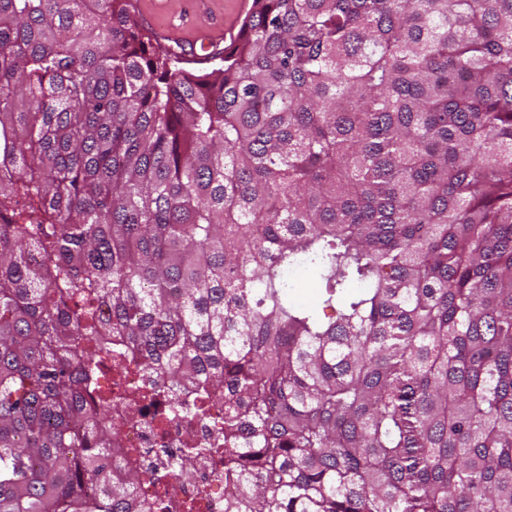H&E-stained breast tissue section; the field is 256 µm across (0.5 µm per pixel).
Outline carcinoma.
Returning a JSON list of instances; mask_svg holds the SVG:
<instances>
[{
	"mask_svg": "<svg viewBox=\"0 0 512 512\" xmlns=\"http://www.w3.org/2000/svg\"><path fill=\"white\" fill-rule=\"evenodd\" d=\"M131 8L0 0V512H155L105 363L224 399V512H512V0H251L202 74ZM298 288H288L296 304L313 309L321 317H324L321 307H318V289L315 288L313 275L306 267L298 275Z\"/></svg>",
	"mask_w": 512,
	"mask_h": 512,
	"instance_id": "obj_1",
	"label": "carcinoma"
}]
</instances>
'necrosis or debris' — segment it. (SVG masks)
Listing matches in <instances>:
<instances>
[{
  "instance_id": "4bbe7bcc",
  "label": "necrosis or debris",
  "mask_w": 512,
  "mask_h": 512,
  "mask_svg": "<svg viewBox=\"0 0 512 512\" xmlns=\"http://www.w3.org/2000/svg\"><path fill=\"white\" fill-rule=\"evenodd\" d=\"M159 383V377L136 367L130 368L120 378L102 369L96 379L97 387L118 400L123 407L122 413L112 417L116 426L113 436L120 447L142 449L145 461L173 467L184 440L194 438L198 445L204 447L218 434L219 427L212 418L223 414L224 405L220 402L214 404L212 416L208 419L176 413L165 425H156L140 391L145 386ZM171 475L175 493L169 497L165 512H184L183 501L191 497L196 486L204 481L210 484L212 494L201 503L198 512H224V482L215 476L209 460H202L194 469L184 472L173 467Z\"/></svg>"
}]
</instances>
